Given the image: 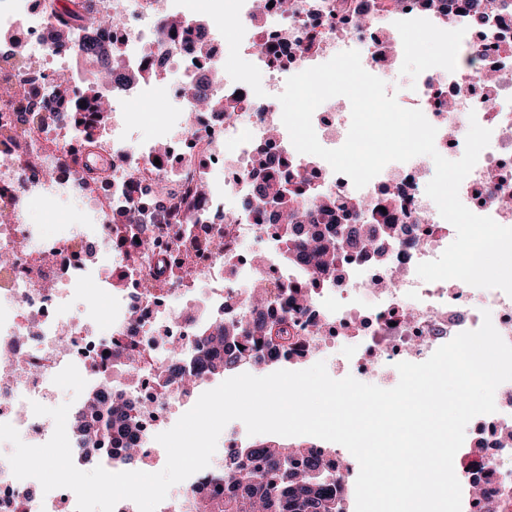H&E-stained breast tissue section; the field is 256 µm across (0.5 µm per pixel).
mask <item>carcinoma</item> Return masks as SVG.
Listing matches in <instances>:
<instances>
[{
  "mask_svg": "<svg viewBox=\"0 0 512 512\" xmlns=\"http://www.w3.org/2000/svg\"><path fill=\"white\" fill-rule=\"evenodd\" d=\"M86 2L77 0L71 9L54 11L58 28L69 34L58 43V50L76 59L91 58L100 72L110 77V52L101 46L88 56L85 46L70 34L98 30L103 25L112 28L120 20L98 14ZM67 111L76 120L85 113L104 114L100 91L94 85L87 87L85 98L78 105L67 107ZM270 164L266 150L255 152L250 197L243 206L263 205L279 221L280 241L284 244L279 258L283 266L301 263L317 274L315 281L319 283L333 278L341 254L349 250L367 256L384 255L383 244L397 232L396 225L382 224L373 230L349 224L340 238L326 235L319 230V218L333 213L344 215L349 202L326 194L314 211L302 214L294 201L308 184L307 173L285 170L273 176L269 173ZM281 292L290 297L293 309L280 305L279 297L269 296L264 286L256 285L248 294L250 321L231 328L219 323L200 326L194 336L191 363H181L179 347H171L172 361L166 366L168 380L186 388L196 385L201 376L269 365L279 350L288 346V317L301 312L293 289L286 287ZM134 406V399L112 390L110 382L90 391L88 404L74 417L82 445H91L101 454L115 449L123 461H133L141 441L137 418L132 414ZM211 474V483L221 490L214 492L207 485H195L178 499L176 512H344L342 466L330 448L316 452L305 442H255L233 450L229 461Z\"/></svg>",
  "mask_w": 512,
  "mask_h": 512,
  "instance_id": "obj_1",
  "label": "carcinoma"
}]
</instances>
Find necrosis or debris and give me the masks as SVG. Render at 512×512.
Here are the masks:
<instances>
[{
	"instance_id": "necrosis-or-debris-1",
	"label": "necrosis or debris",
	"mask_w": 512,
	"mask_h": 512,
	"mask_svg": "<svg viewBox=\"0 0 512 512\" xmlns=\"http://www.w3.org/2000/svg\"><path fill=\"white\" fill-rule=\"evenodd\" d=\"M498 2L476 28L465 0L434 10L423 0H403L396 9L384 0H294L292 11L276 5L258 17L252 0H209L207 24L196 29V0H93L122 23L102 36L80 32L79 41L113 45L126 73L147 75L141 83L114 82L113 96L161 90L179 111L181 135L156 139L141 138L117 110L108 121L73 122L65 107L82 93L71 89L64 102L55 97L70 58L54 47L55 26L44 0H14L13 7L0 9V78L12 88L0 96V209L11 215L0 224V254L9 258L0 267V356L13 362L10 376L0 379V423L14 426L26 444L46 443L54 424L32 406L54 400V376L72 364L91 378L108 367L118 341H131L138 347L131 369L136 381L126 391L146 404L139 412L142 453L151 455L164 412L188 400L178 384L160 377L170 344L190 343L195 322L208 317L242 322L247 284L313 292L290 330L287 352L276 357L281 365L333 357L382 387L397 378V363L424 362L457 334L478 329L486 310L512 344V296L486 289L475 303L463 281L426 282L417 275L419 263L437 259L456 237L425 193L435 173L432 159L389 163L355 188L322 158L297 152L278 100L290 76L346 50L358 51L363 68L394 91L419 31L448 34L447 53L415 71L400 104L420 110L436 127L441 153L463 155L470 118L491 129L490 144L462 181L459 197L473 213L511 225L512 210L501 201L512 196V0ZM230 14L239 19L231 36L225 32ZM172 19L189 32L168 49L159 25ZM241 51L264 76L263 84L240 72ZM214 70L223 72L224 81L213 85V95L235 108L221 123L204 121L185 94L188 84ZM312 124L319 143L335 149L344 144L351 118L331 98L314 112ZM88 126L100 152L112 157L94 182L84 181L82 169L69 162ZM272 129L274 151L289 167L309 170L314 189L352 200L346 223L374 227L384 213L397 214L395 244L384 261L346 253L338 281L320 288L311 273L277 265L275 226L256 223L238 205L248 193L254 151ZM204 182L208 191L195 196ZM160 183L169 189L163 199L154 195ZM185 195L191 204L176 222L158 223V215ZM47 202L59 210L76 208L77 223L46 237L43 225L32 223L31 208ZM126 207L133 208L134 222L113 226V209ZM227 213L233 221L222 222ZM141 233L179 255L167 281L152 280L156 254L134 250ZM248 242L265 254V263L251 260ZM495 405L494 413L471 420L472 436L458 451L462 512H485L487 500L512 490V381L497 388ZM11 452V443L0 441V512H59L60 502L76 504L71 490L46 493L36 479L16 478ZM480 471L487 478L478 495L473 480Z\"/></svg>"
}]
</instances>
